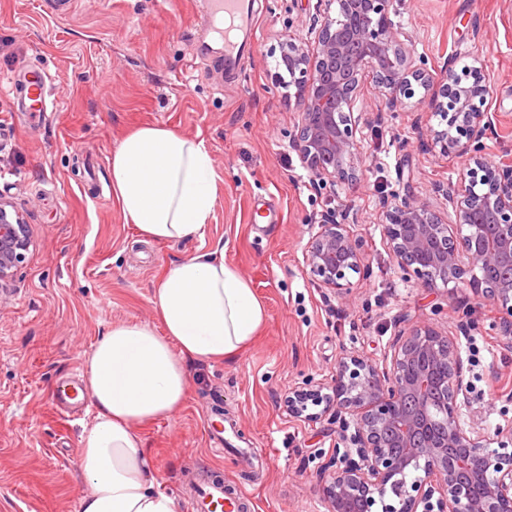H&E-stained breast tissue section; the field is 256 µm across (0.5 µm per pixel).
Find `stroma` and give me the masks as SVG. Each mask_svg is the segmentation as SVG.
<instances>
[{
  "label": "stroma",
  "instance_id": "stroma-1",
  "mask_svg": "<svg viewBox=\"0 0 512 512\" xmlns=\"http://www.w3.org/2000/svg\"><path fill=\"white\" fill-rule=\"evenodd\" d=\"M318 0H254L240 60L202 26L199 0H0V195L22 210L33 244L0 295V512H77V461L91 402L61 412L55 389L83 373L84 353L112 323L156 321L151 302L166 266L223 245L267 317L230 362L193 363L182 407L142 434L158 488L193 512L185 473L220 476L251 497V512H328L325 464L346 448L326 415H289L288 391L331 384L343 354L382 360L412 326L455 337L465 419L485 435L512 425V325L469 283L430 288L403 274L383 226L387 204L414 197L448 213L465 163L441 152L439 112L390 106L367 81L355 110L358 178L338 193L315 180L293 147L299 106L278 78L280 48L309 39ZM433 76L482 63L493 94L491 163L512 160V0H392ZM51 78L46 112L19 111L12 81ZM157 123L209 144L217 175L204 239L142 240L110 192L114 143ZM347 224L365 255L347 295L319 285L305 247L327 215ZM225 427L230 453L210 451ZM262 448L265 456H235Z\"/></svg>",
  "mask_w": 512,
  "mask_h": 512
}]
</instances>
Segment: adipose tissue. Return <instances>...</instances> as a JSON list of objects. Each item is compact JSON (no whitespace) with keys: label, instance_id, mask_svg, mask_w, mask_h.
I'll list each match as a JSON object with an SVG mask.
<instances>
[{"label":"adipose tissue","instance_id":"1","mask_svg":"<svg viewBox=\"0 0 512 512\" xmlns=\"http://www.w3.org/2000/svg\"><path fill=\"white\" fill-rule=\"evenodd\" d=\"M109 175L127 223L144 240L204 238L216 201L205 139L141 125L115 143ZM152 303L158 324H113L85 353L94 415L80 437L87 489L79 512H178L156 488L140 428L172 418L183 404L188 363L237 359L266 319L250 282L225 263L220 246L167 266Z\"/></svg>","mask_w":512,"mask_h":512}]
</instances>
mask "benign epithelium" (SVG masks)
<instances>
[{
	"label": "benign epithelium",
	"mask_w": 512,
	"mask_h": 512,
	"mask_svg": "<svg viewBox=\"0 0 512 512\" xmlns=\"http://www.w3.org/2000/svg\"><path fill=\"white\" fill-rule=\"evenodd\" d=\"M318 2L314 46L290 40L281 60L299 102L293 145L313 176L334 189L357 177L360 117L353 108L366 79L390 90L395 106L414 98L416 85L429 91L433 76L416 62L410 34L391 19V0ZM490 94L489 78L474 66L468 80L450 73L438 92L417 99L448 117L435 142L472 174L463 189L447 193L444 223L410 197L386 207L385 233L398 264L430 288L464 280L468 261L490 272L512 265V163L492 165L482 154L491 121L475 103ZM461 225L470 231L457 234ZM30 246L23 213L0 195L1 289L11 286ZM305 255L315 279L339 295L351 288L348 273L363 267L359 241L334 220L319 225ZM472 285L512 317V278ZM462 394L454 337L429 325L414 327L380 363L344 355L327 392L311 386L288 393L292 416L314 420L331 411L354 429L356 458L335 455L323 486L330 512H373L377 494L391 499L382 512H512V427L498 431V447H488L461 419Z\"/></svg>",
	"instance_id": "benign-epithelium-1"
}]
</instances>
